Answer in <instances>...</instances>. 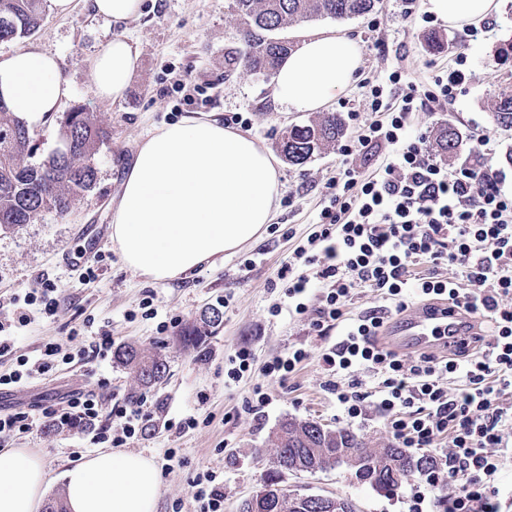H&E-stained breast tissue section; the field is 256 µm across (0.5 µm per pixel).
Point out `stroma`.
<instances>
[{"instance_id": "35a3bbf8", "label": "stroma", "mask_w": 512, "mask_h": 512, "mask_svg": "<svg viewBox=\"0 0 512 512\" xmlns=\"http://www.w3.org/2000/svg\"><path fill=\"white\" fill-rule=\"evenodd\" d=\"M227 0H144L141 17L125 25L95 15L92 0H73L69 13H58L51 2L33 34L0 41V56L20 49L50 52L60 58L61 71L73 88L63 111L81 107L92 120L111 131L92 158L97 171L93 191L59 214L46 212L32 223L0 229V300L24 296L35 279L55 282L63 310L54 317L36 319L23 331L22 352L31 354L43 343H67L77 352L84 340L109 332L115 344L132 343L148 353H160L168 362L164 379L151 388L140 387L133 374L116 363L88 359L60 366L55 374L27 387L0 394V409L48 405L74 390L99 392L106 406L145 399L154 415L151 433L131 444L134 452L151 457L161 469L157 512H195L191 482L209 470L224 480V512H239L241 504L262 484L272 467V437L281 421H314L331 429L345 428L379 444L393 442L383 416L367 406L363 417L347 418L328 375L317 357L334 336L321 337L310 327V315L283 310L269 314L283 302L280 289L270 282L314 230L324 206L325 186L343 165L337 146L315 155L307 164H281L282 196L274 231L245 245L224 259L202 265L189 276L152 282L125 266L115 243L89 248L92 229L112 223L122 193L125 168L139 144L162 126L189 116L211 115L224 119L232 113L249 118L247 132L269 150H276L282 132L292 125L315 120L312 112H287L274 99V85L235 71L225 73L224 56L239 46V36L225 5ZM493 15L476 29L456 27L437 20L425 26L419 17H404L399 0H381L376 11L355 18H318L289 26L282 32L289 41L320 29H331L355 40L362 48V65L351 85L328 105L343 117L344 137L353 139L357 124L351 112L368 118L369 84L385 82L402 68L420 82H431L446 67L464 59L471 76L455 102L444 112H415L409 133L424 132L435 138L439 127L453 122L466 144L487 139V164L502 179V189L512 194V130L495 123L490 101L500 91L512 92V0H496ZM435 34L442 47H428L424 38ZM127 37L137 48L139 68L124 96L112 102L95 92L90 62L112 38ZM192 75L204 85L207 104H186L174 87L175 79ZM253 259L244 268V259ZM155 294L156 318L137 316L139 301ZM210 307L220 308L223 324L199 347H184L177 328L159 332V322L179 320L180 325L199 319ZM93 318L84 327L85 318ZM83 326V339L70 340L72 328ZM251 348L254 362L237 383L224 382L227 359L240 347ZM303 347L312 357L285 378L262 373L267 361L289 347ZM262 386L271 403L263 412L249 410L255 386ZM196 413L199 426L185 434L165 428V420ZM10 448H27L39 455L51 475L95 453L80 430L58 432L41 426L6 442ZM176 449L179 461L166 468L164 453ZM290 491L339 497L355 503L357 512H408L416 495L428 489V478L414 475L397 496L379 495L369 485L351 479L345 468L285 475Z\"/></svg>"}]
</instances>
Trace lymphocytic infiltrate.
Listing matches in <instances>:
<instances>
[{
  "mask_svg": "<svg viewBox=\"0 0 512 512\" xmlns=\"http://www.w3.org/2000/svg\"><path fill=\"white\" fill-rule=\"evenodd\" d=\"M466 80L458 68L443 71L418 87L401 71L386 85L370 88L372 118L357 121L355 139L342 144L344 157L386 143L392 151L380 172L362 177L344 164L328 184L327 203L306 244L297 246L277 273L283 294L296 314L312 313L317 335L337 330L335 343L319 356L330 377H351L349 389L336 399L348 417L361 415L368 397L386 417L402 447L438 451L443 472L430 483L444 512H501L491 480L512 432V195L499 186L495 171L470 161L448 166L432 154L426 134L408 137L409 116L447 109ZM425 274H417V267ZM452 276H444V268ZM322 289L317 309L305 300L310 288ZM383 301L375 310L341 327L344 310L361 289ZM448 300L482 316L491 339L455 350L451 355L411 357L381 346L378 337L392 313L407 310L408 300ZM57 286L37 279L22 303L0 304V356L15 358V368L0 375V390L23 386L71 363L59 343L43 345L31 358L19 354L13 329L31 324L36 315H56ZM371 373L374 392L362 391L357 371ZM455 375L456 391L444 377ZM144 400L111 408L93 393L77 391L36 409L0 412V444L15 435L47 425L64 432L81 428L91 444L123 448L141 438L151 420ZM446 448L436 449L440 436Z\"/></svg>",
  "mask_w": 512,
  "mask_h": 512,
  "instance_id": "obj_1",
  "label": "lymphocytic infiltrate"
}]
</instances>
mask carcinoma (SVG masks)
I'll use <instances>...</instances> for the list:
<instances>
[{
	"label": "carcinoma",
	"instance_id": "obj_1",
	"mask_svg": "<svg viewBox=\"0 0 512 512\" xmlns=\"http://www.w3.org/2000/svg\"><path fill=\"white\" fill-rule=\"evenodd\" d=\"M42 0H0V41L32 34L42 20ZM379 0H228L227 10L235 18L240 47L234 55L224 58L227 72L241 68L269 82L279 62L288 54V39L277 33L292 23L315 18L345 19L362 16L375 9ZM495 122L512 129V93L503 94L491 103ZM343 133L341 119L332 112L317 122L294 125L283 132L279 148L290 165H303L314 155L334 144ZM109 132L96 126L89 113L76 108L61 121L62 150L55 151L39 165L26 162L30 154L29 129L7 106L0 104V228L30 224L46 211L66 212L94 187L96 169L91 163L100 144ZM435 145L452 160L464 151L463 139L456 126H441ZM222 313L210 308L199 320L179 332L178 340L185 346H197L213 333ZM112 359L130 369L138 383L150 388L166 374L167 364L158 354H147L133 344L112 350ZM351 445L366 456V465L355 471L356 479L383 496L395 494L402 486L399 476L385 465L394 458L400 470L425 474L437 466L430 454H415L397 445L372 448L346 429L322 435L308 421L286 419L277 431L274 468L260 490L242 503L240 512H316L298 503L295 494H285L282 478L290 472H316L313 451L326 448L335 452Z\"/></svg>",
	"mask_w": 512,
	"mask_h": 512
}]
</instances>
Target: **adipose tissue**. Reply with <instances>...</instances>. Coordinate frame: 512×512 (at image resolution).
Wrapping results in <instances>:
<instances>
[{
    "label": "adipose tissue",
    "mask_w": 512,
    "mask_h": 512,
    "mask_svg": "<svg viewBox=\"0 0 512 512\" xmlns=\"http://www.w3.org/2000/svg\"><path fill=\"white\" fill-rule=\"evenodd\" d=\"M426 11L455 26L479 24L495 0H424ZM139 55L113 38L91 63L100 97H124ZM362 63L348 37H305L281 61L276 102L317 112L348 88ZM71 95L57 57L21 49L0 58V101L27 126L57 112ZM281 182L275 157L247 134L213 117L163 126L144 142L124 178L112 239L127 267L156 281L185 276L258 239L273 219ZM67 512H156L161 478L152 458L99 451L63 474ZM50 485L40 457L0 449V512H37Z\"/></svg>",
    "instance_id": "ef3b65f1"
}]
</instances>
